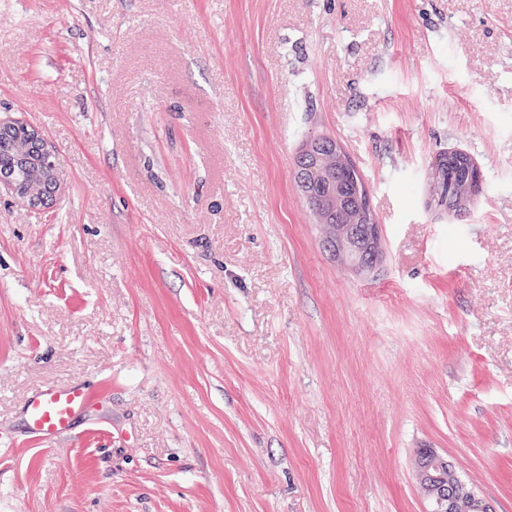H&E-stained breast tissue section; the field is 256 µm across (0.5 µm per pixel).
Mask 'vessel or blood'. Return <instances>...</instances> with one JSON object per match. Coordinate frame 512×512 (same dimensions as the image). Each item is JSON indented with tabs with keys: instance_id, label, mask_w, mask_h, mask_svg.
Masks as SVG:
<instances>
[{
	"instance_id": "vessel-or-blood-1",
	"label": "vessel or blood",
	"mask_w": 512,
	"mask_h": 512,
	"mask_svg": "<svg viewBox=\"0 0 512 512\" xmlns=\"http://www.w3.org/2000/svg\"><path fill=\"white\" fill-rule=\"evenodd\" d=\"M93 402V394L79 381L37 390L22 407L26 433L44 442L71 434Z\"/></svg>"
}]
</instances>
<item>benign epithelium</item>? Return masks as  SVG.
Listing matches in <instances>:
<instances>
[{"instance_id":"1","label":"benign epithelium","mask_w":512,"mask_h":512,"mask_svg":"<svg viewBox=\"0 0 512 512\" xmlns=\"http://www.w3.org/2000/svg\"><path fill=\"white\" fill-rule=\"evenodd\" d=\"M16 126L27 129L30 139L40 143L47 154H52L42 131L36 126L19 120H0V130ZM2 185L12 190L28 207H42L47 198L59 190L57 166L51 165L48 170L36 174L30 181L20 185L2 175L0 186ZM353 231L354 227L349 224H338L335 231L323 236L324 243L342 263L358 269H370L378 260L377 251L369 249L368 256L360 259L354 252L343 247L344 241L352 236ZM414 474L420 489L426 491L432 501L434 512H494L491 504L476 493L465 498H457L450 493L451 486L459 483L460 478L448 458L432 448L419 451Z\"/></svg>"}]
</instances>
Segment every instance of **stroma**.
Masks as SVG:
<instances>
[{
	"label": "stroma",
	"mask_w": 512,
	"mask_h": 512,
	"mask_svg": "<svg viewBox=\"0 0 512 512\" xmlns=\"http://www.w3.org/2000/svg\"><path fill=\"white\" fill-rule=\"evenodd\" d=\"M1 118L61 186L0 191V512H428L421 448L512 512V0H0ZM316 135L373 271L297 188ZM74 380L102 405L27 439ZM456 152L448 151V154H443L436 163V171L441 169L440 177V195L443 197L448 196V193L459 192L466 190V195L462 201L458 214H465L467 210L474 204L478 194L480 193L481 186L473 185V174L470 167L464 162V157L468 156L465 153L459 154V159L456 162L445 165L447 159ZM445 165V166H444ZM93 402V394L81 381L33 392L22 407L27 436L52 442L71 434Z\"/></svg>",
	"instance_id": "stroma-1"
}]
</instances>
